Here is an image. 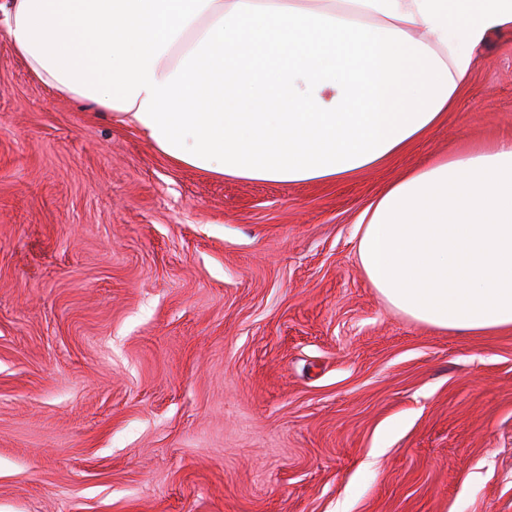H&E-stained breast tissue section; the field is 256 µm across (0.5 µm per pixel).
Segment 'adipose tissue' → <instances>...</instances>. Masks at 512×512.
Instances as JSON below:
<instances>
[{"label": "adipose tissue", "instance_id": "1", "mask_svg": "<svg viewBox=\"0 0 512 512\" xmlns=\"http://www.w3.org/2000/svg\"><path fill=\"white\" fill-rule=\"evenodd\" d=\"M31 75L219 176L351 178L456 105L512 0H0ZM357 254L394 310L512 328V139L433 159L363 211Z\"/></svg>", "mask_w": 512, "mask_h": 512}]
</instances>
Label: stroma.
Here are the masks:
<instances>
[{
	"label": "stroma",
	"instance_id": "1",
	"mask_svg": "<svg viewBox=\"0 0 512 512\" xmlns=\"http://www.w3.org/2000/svg\"><path fill=\"white\" fill-rule=\"evenodd\" d=\"M512 138V32L454 112L342 181L172 161L0 29V512H512V329L440 331L358 263L361 212Z\"/></svg>",
	"mask_w": 512,
	"mask_h": 512
}]
</instances>
